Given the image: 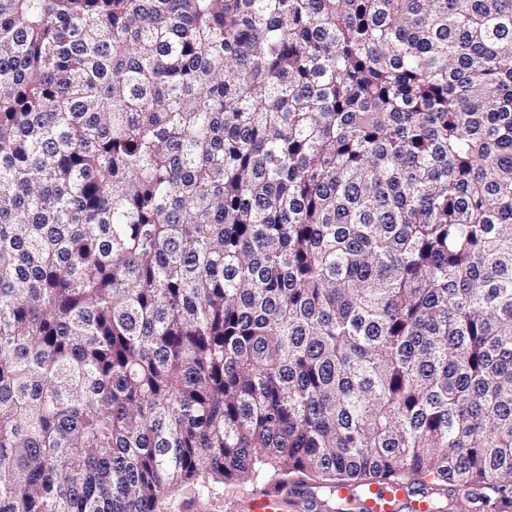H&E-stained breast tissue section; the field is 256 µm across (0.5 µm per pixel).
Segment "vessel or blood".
<instances>
[{"label":"vessel or blood","mask_w":512,"mask_h":512,"mask_svg":"<svg viewBox=\"0 0 512 512\" xmlns=\"http://www.w3.org/2000/svg\"><path fill=\"white\" fill-rule=\"evenodd\" d=\"M336 502L353 507L354 512H434L430 487L389 481L364 489L337 488ZM322 500L318 491L300 488L284 493L264 487L249 493L246 512H318Z\"/></svg>","instance_id":"vessel-or-blood-1"}]
</instances>
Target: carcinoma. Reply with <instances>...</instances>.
Instances as JSON below:
<instances>
[{"mask_svg": "<svg viewBox=\"0 0 512 512\" xmlns=\"http://www.w3.org/2000/svg\"><path fill=\"white\" fill-rule=\"evenodd\" d=\"M512 492V0H0V512ZM268 485L262 481L244 480L232 487L217 486L209 496L198 495L184 486L175 491L161 506L163 512H242L246 495L256 487ZM318 491L299 488L285 494L275 487H264L249 493L244 511L247 512H312L322 506ZM193 509V511H188ZM431 492L428 486L389 481L366 489L338 487L334 499L359 512H434Z\"/></svg>", "mask_w": 512, "mask_h": 512, "instance_id": "carcinoma-1", "label": "carcinoma"}]
</instances>
